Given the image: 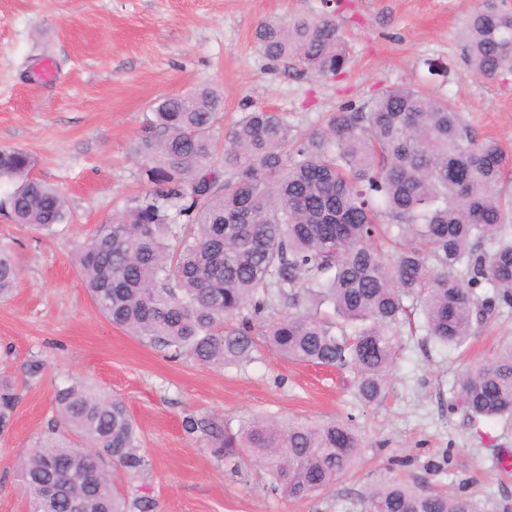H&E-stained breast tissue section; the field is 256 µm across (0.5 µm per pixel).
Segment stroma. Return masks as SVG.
<instances>
[{
    "mask_svg": "<svg viewBox=\"0 0 512 512\" xmlns=\"http://www.w3.org/2000/svg\"><path fill=\"white\" fill-rule=\"evenodd\" d=\"M349 54L346 72L323 77L267 60L254 31L263 20L312 17L321 0H0V148L37 159L33 177L59 187L69 219L38 233L0 211V245L19 272L0 301V374L20 400L0 436V512H28L15 461L54 416L57 387L74 380L121 396L149 463L150 512H365L363 494L394 479L424 492L463 488L476 512H512V423L470 422L449 412L469 366L512 342V314L498 315L454 350L427 336L419 314L389 378L386 398L363 404L350 375L259 348L241 366L206 367L110 324L74 258L97 225L147 190L134 140L160 100L199 87L224 101L221 130L256 109L280 113L294 136L322 128L342 104L393 85L425 83L449 98L476 137L512 158V76H471L461 32L478 8L512 0H334ZM45 362L41 379L22 366ZM353 417L364 442L355 468L323 493L295 500L271 492L260 468L218 464L185 416ZM443 460L440 471L429 464Z\"/></svg>",
    "mask_w": 512,
    "mask_h": 512,
    "instance_id": "1",
    "label": "stroma"
}]
</instances>
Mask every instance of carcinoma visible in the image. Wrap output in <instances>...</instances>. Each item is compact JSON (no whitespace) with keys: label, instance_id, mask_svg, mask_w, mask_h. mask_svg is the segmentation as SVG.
<instances>
[{"label":"carcinoma","instance_id":"1","mask_svg":"<svg viewBox=\"0 0 512 512\" xmlns=\"http://www.w3.org/2000/svg\"><path fill=\"white\" fill-rule=\"evenodd\" d=\"M260 52L321 76L347 66L330 11L265 21ZM473 75H512V12L477 9L466 25ZM224 109L203 88L153 108L135 153L148 192L96 227L76 267L100 313L169 354L213 367L251 362L258 341L316 365L346 368L366 404L381 401L411 311L437 343L463 346L512 308V195L499 190L502 145L477 139L446 98L391 87L328 114L300 140L277 112L246 113L225 136ZM35 157L0 149V209L51 231L67 221L64 194L31 176ZM18 270L0 248V298ZM19 402L0 379V434ZM56 419L16 462L29 512H144L146 463L124 400L81 382L56 389ZM451 409L471 420L512 419V344L457 380ZM214 457L239 471L261 467L271 489L304 498L355 464L363 440L353 419L313 421L188 416ZM48 485L58 488L52 498ZM368 512H475L466 495L399 482L369 488Z\"/></svg>","mask_w":512,"mask_h":512}]
</instances>
